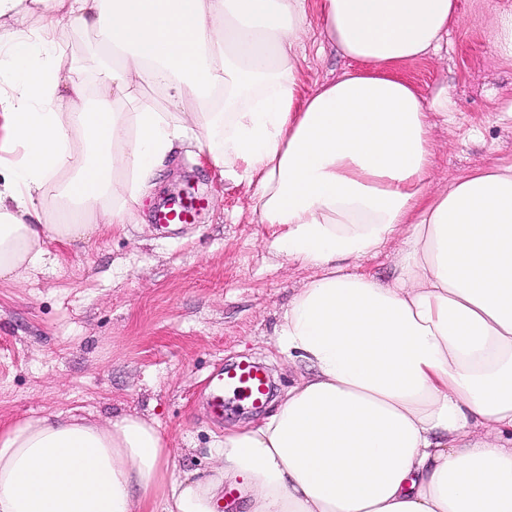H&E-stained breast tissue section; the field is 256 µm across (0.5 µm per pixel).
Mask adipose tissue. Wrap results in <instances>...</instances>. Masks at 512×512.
Wrapping results in <instances>:
<instances>
[{
	"instance_id": "obj_1",
	"label": "adipose tissue",
	"mask_w": 512,
	"mask_h": 512,
	"mask_svg": "<svg viewBox=\"0 0 512 512\" xmlns=\"http://www.w3.org/2000/svg\"><path fill=\"white\" fill-rule=\"evenodd\" d=\"M355 69L296 97L307 0H0V277L47 240L129 224L175 151L202 142L254 184L276 250L321 269L276 344L310 375L173 477L157 425L0 422V512H512V166L432 191L429 108L393 69L436 48L456 0H320ZM104 35L94 88L61 45ZM159 89L164 109L145 104ZM384 283L347 262L396 234Z\"/></svg>"
}]
</instances>
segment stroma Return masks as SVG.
Returning a JSON list of instances; mask_svg holds the SVG:
<instances>
[{
	"mask_svg": "<svg viewBox=\"0 0 512 512\" xmlns=\"http://www.w3.org/2000/svg\"><path fill=\"white\" fill-rule=\"evenodd\" d=\"M457 2L460 20L439 46L395 70L435 108V191L466 172L512 165V49L499 38L512 0ZM101 51L98 31L70 35L64 53L74 78L92 82ZM296 53L301 100L354 67L315 21ZM188 181L207 209L197 223L160 230L154 208ZM254 192L198 149L176 153L136 223L47 241L38 267L1 277L0 421L72 413L103 423L133 413L159 425L177 475L211 471L210 447L225 428L264 413L229 395L216 416L210 376L251 360L269 370L275 394L285 393L303 368L278 350L276 331L298 289L319 275L272 247Z\"/></svg>",
	"mask_w": 512,
	"mask_h": 512,
	"instance_id": "stroma-1",
	"label": "stroma"
}]
</instances>
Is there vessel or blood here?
Instances as JSON below:
<instances>
[{
  "instance_id": "1",
  "label": "vessel or blood",
  "mask_w": 512,
  "mask_h": 512,
  "mask_svg": "<svg viewBox=\"0 0 512 512\" xmlns=\"http://www.w3.org/2000/svg\"><path fill=\"white\" fill-rule=\"evenodd\" d=\"M206 206L204 198L186 197L157 211L156 221L163 225L190 224ZM267 387V377L259 366L248 361L240 362L234 368L212 375L209 381L212 408L214 412H222L224 396L228 393L251 406H262L266 400Z\"/></svg>"
}]
</instances>
